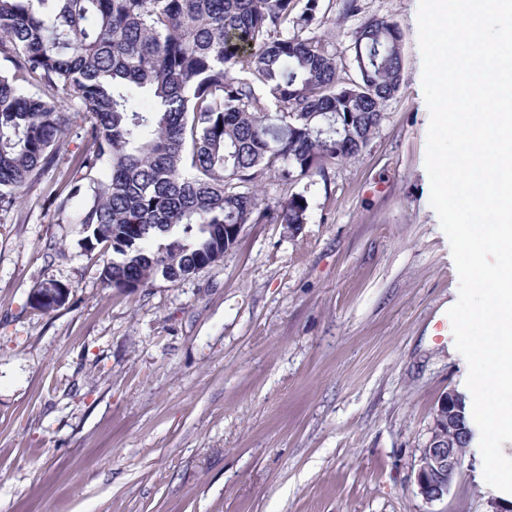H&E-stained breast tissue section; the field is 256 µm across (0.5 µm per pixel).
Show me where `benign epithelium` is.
<instances>
[{
	"mask_svg": "<svg viewBox=\"0 0 512 512\" xmlns=\"http://www.w3.org/2000/svg\"><path fill=\"white\" fill-rule=\"evenodd\" d=\"M469 439L461 400L450 391L438 401L431 435L420 452L416 484L423 499L435 501L448 494Z\"/></svg>",
	"mask_w": 512,
	"mask_h": 512,
	"instance_id": "obj_1",
	"label": "benign epithelium"
}]
</instances>
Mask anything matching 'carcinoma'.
<instances>
[{
    "instance_id": "obj_1",
    "label": "carcinoma",
    "mask_w": 512,
    "mask_h": 512,
    "mask_svg": "<svg viewBox=\"0 0 512 512\" xmlns=\"http://www.w3.org/2000/svg\"><path fill=\"white\" fill-rule=\"evenodd\" d=\"M0 0V211L57 165L72 126L82 151L49 195L112 250L102 282L132 290L224 260L226 224L307 223L295 194L247 185L322 176L353 158L401 83L396 24H363L360 82L336 87V54L311 34L319 0ZM246 77L235 75L237 69Z\"/></svg>"
}]
</instances>
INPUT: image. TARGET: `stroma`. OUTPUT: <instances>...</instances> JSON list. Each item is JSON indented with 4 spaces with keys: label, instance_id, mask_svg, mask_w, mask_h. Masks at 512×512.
Wrapping results in <instances>:
<instances>
[{
    "label": "stroma",
    "instance_id": "1",
    "mask_svg": "<svg viewBox=\"0 0 512 512\" xmlns=\"http://www.w3.org/2000/svg\"><path fill=\"white\" fill-rule=\"evenodd\" d=\"M335 0L319 30L337 84L359 80L356 31L402 32V84L368 145L325 176L265 175L260 198L307 197L297 233L244 225L222 262L121 291L111 252L47 192L0 211V512H493L468 447L447 496L415 484L443 394L468 396L449 308L459 277L429 202L418 0ZM69 285L51 313L42 283Z\"/></svg>",
    "mask_w": 512,
    "mask_h": 512
}]
</instances>
